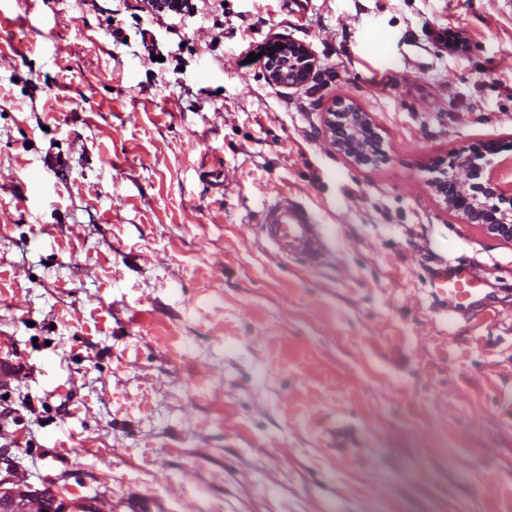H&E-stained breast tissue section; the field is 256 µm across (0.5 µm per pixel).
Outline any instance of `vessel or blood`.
Listing matches in <instances>:
<instances>
[{
  "label": "vessel or blood",
  "instance_id": "b4317fda",
  "mask_svg": "<svg viewBox=\"0 0 512 512\" xmlns=\"http://www.w3.org/2000/svg\"><path fill=\"white\" fill-rule=\"evenodd\" d=\"M260 229L279 252L318 264L326 252L322 225L314 223L309 213L288 200L270 205L263 213ZM484 282L468 265L450 266L431 283V291L441 297L452 318L479 312L485 308Z\"/></svg>",
  "mask_w": 512,
  "mask_h": 512
}]
</instances>
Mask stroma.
I'll use <instances>...</instances> for the list:
<instances>
[{
    "instance_id": "obj_1",
    "label": "stroma",
    "mask_w": 512,
    "mask_h": 512,
    "mask_svg": "<svg viewBox=\"0 0 512 512\" xmlns=\"http://www.w3.org/2000/svg\"><path fill=\"white\" fill-rule=\"evenodd\" d=\"M274 36L306 84L250 62ZM341 102L376 164L327 137ZM511 143L512 0H206L174 34L0 0V476L87 512H512V245L427 185ZM282 197L319 265L259 233ZM447 262L485 312L441 310ZM268 56L267 78L273 84L300 85L307 81L314 68L313 58L304 45L280 36L269 41ZM325 133L332 144L355 164H372L381 155L374 124L369 114L357 107L348 106L339 112H328Z\"/></svg>"
}]
</instances>
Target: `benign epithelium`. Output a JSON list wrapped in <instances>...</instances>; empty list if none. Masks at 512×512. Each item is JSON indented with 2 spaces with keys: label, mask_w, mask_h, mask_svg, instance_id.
Returning <instances> with one entry per match:
<instances>
[{
  "label": "benign epithelium",
  "mask_w": 512,
  "mask_h": 512,
  "mask_svg": "<svg viewBox=\"0 0 512 512\" xmlns=\"http://www.w3.org/2000/svg\"><path fill=\"white\" fill-rule=\"evenodd\" d=\"M269 51L273 55L268 57L266 71L271 83L291 87L307 81L314 63L304 45L278 36L269 41ZM325 133L355 164L369 165L381 155L374 124L357 107L327 113ZM483 158L482 149L449 155L436 167L438 176L429 181V187L449 212L512 242V209L489 205V200L502 198L505 184L495 170L479 164ZM0 512H45L42 491L0 478Z\"/></svg>",
  "instance_id": "benign-epithelium-1"
}]
</instances>
